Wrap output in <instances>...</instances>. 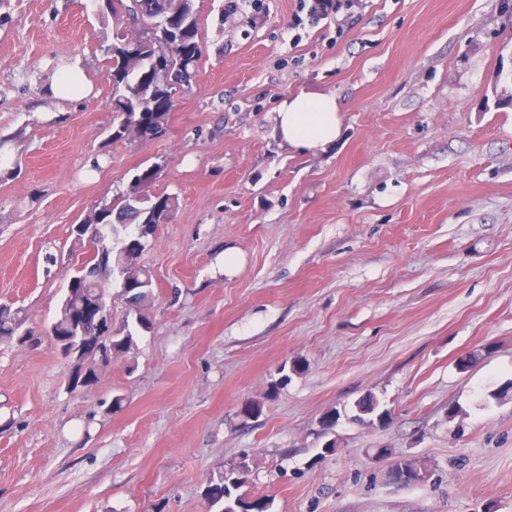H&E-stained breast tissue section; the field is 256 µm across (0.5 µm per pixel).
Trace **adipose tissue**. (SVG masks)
<instances>
[{"label":"adipose tissue","instance_id":"ef3b65f1","mask_svg":"<svg viewBox=\"0 0 512 512\" xmlns=\"http://www.w3.org/2000/svg\"><path fill=\"white\" fill-rule=\"evenodd\" d=\"M342 107L335 95L300 92L284 98L274 116V132L289 148L324 149L341 135Z\"/></svg>","mask_w":512,"mask_h":512}]
</instances>
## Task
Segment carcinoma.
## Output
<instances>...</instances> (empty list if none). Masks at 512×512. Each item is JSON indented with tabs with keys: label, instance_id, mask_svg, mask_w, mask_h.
Returning a JSON list of instances; mask_svg holds the SVG:
<instances>
[{
	"label": "carcinoma",
	"instance_id": "cac0c4a2",
	"mask_svg": "<svg viewBox=\"0 0 512 512\" xmlns=\"http://www.w3.org/2000/svg\"><path fill=\"white\" fill-rule=\"evenodd\" d=\"M122 11L134 15L138 22L129 32L116 31V36L124 43L122 51L115 54L112 49H107L111 54L112 111L115 112L111 136L114 140L153 139L163 134L167 117L175 108L174 87L169 81L180 86L189 85L202 56L194 0H112V14ZM160 54L166 58L163 74L155 70L154 64V58ZM128 204L125 194L117 196L113 202L99 203L84 223L108 226L118 218L129 221L133 227L140 220L139 210L126 209ZM141 208L151 210L159 220L167 222L177 208V198L158 193ZM147 244L148 241H141L131 234L107 243L112 268L101 271L93 260L88 259L83 262L82 282L76 286L66 285L54 331L61 336H72V345L80 349L85 385L99 380V327L95 320L88 319L74 336L67 315L77 314L92 303L109 306L114 295L134 296V308L127 311L121 325L112 330V352H131L136 337L152 328L147 315L152 299V276L149 270L131 259L133 255H141ZM6 310V314H0V338L17 340L23 324L22 310L10 306ZM355 408L359 418L374 414L383 424L391 418L388 410L379 409V403L371 394L358 399ZM230 465L233 471L224 470L211 477L205 490L207 499L212 505L219 506L220 512H239L235 486L244 482L250 470L246 456ZM396 466L413 483L422 481L427 473L426 467L415 458H402Z\"/></svg>",
	"mask_w": 512,
	"mask_h": 512
}]
</instances>
